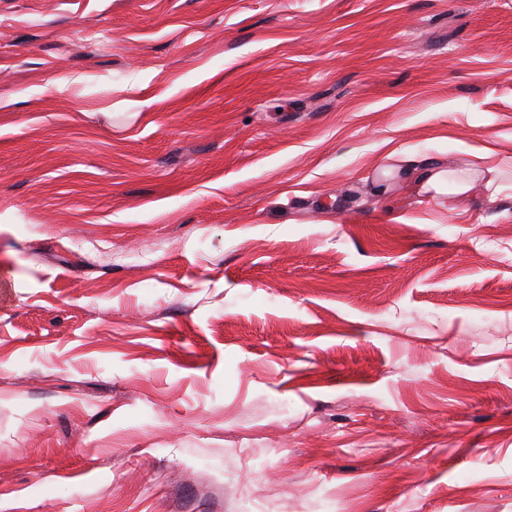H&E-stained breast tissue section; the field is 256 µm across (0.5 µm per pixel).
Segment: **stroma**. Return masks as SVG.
Returning a JSON list of instances; mask_svg holds the SVG:
<instances>
[{"label":"stroma","instance_id":"35a3bbf8","mask_svg":"<svg viewBox=\"0 0 512 512\" xmlns=\"http://www.w3.org/2000/svg\"><path fill=\"white\" fill-rule=\"evenodd\" d=\"M0 512H512V0H0Z\"/></svg>","mask_w":512,"mask_h":512}]
</instances>
